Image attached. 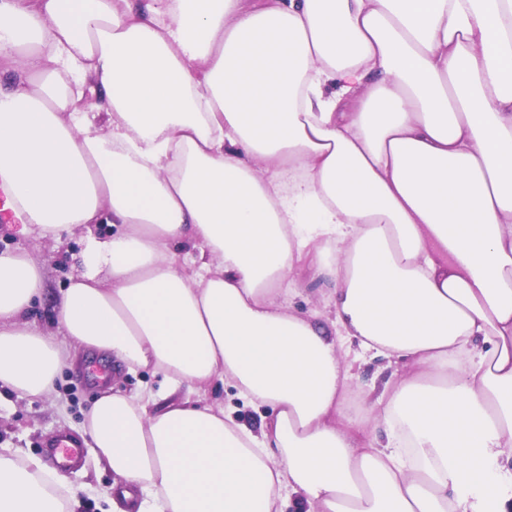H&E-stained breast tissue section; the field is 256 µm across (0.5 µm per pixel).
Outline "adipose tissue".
Instances as JSON below:
<instances>
[{
    "mask_svg": "<svg viewBox=\"0 0 512 512\" xmlns=\"http://www.w3.org/2000/svg\"><path fill=\"white\" fill-rule=\"evenodd\" d=\"M0 179L32 242L83 235L50 329L0 252V384L95 351L193 394L95 399L115 498L512 512V0H0ZM303 263L333 315L285 305ZM352 344L412 370L356 385ZM0 512H70L65 475L0 450ZM209 400L223 401L224 407L231 406L235 411V417L243 424H246L252 429H257L261 419L268 415L266 408L258 407L246 400L238 399L236 390L230 381H224V387H218L208 392Z\"/></svg>",
    "mask_w": 512,
    "mask_h": 512,
    "instance_id": "adipose-tissue-1",
    "label": "adipose tissue"
}]
</instances>
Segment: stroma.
<instances>
[{"label": "stroma", "mask_w": 512, "mask_h": 512, "mask_svg": "<svg viewBox=\"0 0 512 512\" xmlns=\"http://www.w3.org/2000/svg\"><path fill=\"white\" fill-rule=\"evenodd\" d=\"M82 247L80 236L56 244L47 242L34 248V256L43 267L53 292L66 288L77 269L76 257ZM112 376L116 388L134 392L148 387L162 393L164 401H177L184 390L168 392L162 376L149 369L132 373H113L111 363L97 355H87L64 368L55 383L56 399L19 398L10 392L0 393V448L18 449L21 455L36 456L47 465L55 458L46 444L65 436L76 441L82 450L79 463L66 469L67 483L75 493L73 512H109L114 477L109 468L98 462L90 439L82 429L85 414L97 397L102 379Z\"/></svg>", "instance_id": "obj_1"}]
</instances>
